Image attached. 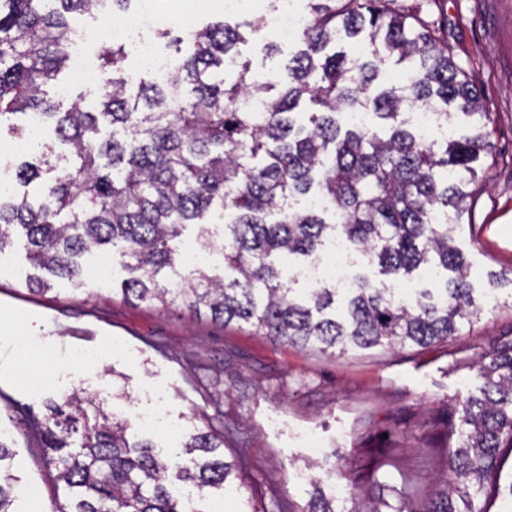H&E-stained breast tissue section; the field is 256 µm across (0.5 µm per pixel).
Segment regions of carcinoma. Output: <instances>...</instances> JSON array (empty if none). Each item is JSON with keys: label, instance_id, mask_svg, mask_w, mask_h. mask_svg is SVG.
<instances>
[{"label": "carcinoma", "instance_id": "carcinoma-1", "mask_svg": "<svg viewBox=\"0 0 512 512\" xmlns=\"http://www.w3.org/2000/svg\"><path fill=\"white\" fill-rule=\"evenodd\" d=\"M130 2L0 0V119L30 111L55 120L74 156L43 184L44 200L0 196V254L18 227L32 265L77 283L84 254H117L130 303L178 301L194 314L321 351L430 345L478 317L467 263L449 241L468 212L489 114L444 36L389 10V0H316L299 30L302 48L272 80L259 81L246 62L214 79L240 41L239 27L220 21L190 33L192 52L135 94L119 76L124 49L107 51L100 111H57L44 86L70 57L75 31L67 14L104 18ZM341 35L369 52L325 54ZM389 59L405 79L386 87L380 64ZM246 97L258 98L261 109L243 104ZM306 99L319 111L298 112ZM417 106L445 127L453 106L472 119L470 132L428 142L407 117ZM348 112H370L378 123L343 126L338 117ZM310 195L327 207L297 206ZM217 205L234 214L220 234L204 224ZM189 225L199 228L205 249L223 253L232 277L201 265L173 288L162 282V272L175 271ZM338 231L384 274L438 265L453 277L440 296L426 290L413 298L360 277L338 316L336 289L298 297L277 266L284 253L318 259ZM476 367L484 384L461 402L466 429L446 445L438 491L418 511L383 503L392 512H482L474 497L490 483L502 449H512V341L480 352ZM104 403L74 391L36 423L45 462L72 499L62 512H183L167 487L169 461L149 443L129 444L127 423L110 419ZM221 445L213 432L195 431L185 450L199 452V461L176 478L224 488L236 469ZM12 481L0 471V512H11Z\"/></svg>", "mask_w": 512, "mask_h": 512}]
</instances>
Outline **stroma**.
I'll return each mask as SVG.
<instances>
[{"instance_id":"35a3bbf8","label":"stroma","mask_w":512,"mask_h":512,"mask_svg":"<svg viewBox=\"0 0 512 512\" xmlns=\"http://www.w3.org/2000/svg\"><path fill=\"white\" fill-rule=\"evenodd\" d=\"M224 3L152 0L158 51L176 58L161 32L188 14L199 28L219 21L239 26V59L258 78L284 71L298 44L282 41L273 20L285 5L308 15L309 0H239L230 11ZM392 7L419 11L444 26L455 62L477 85L491 117V148L452 235L468 264L473 296L484 306L480 317L461 323L448 341L426 347H351L340 354L287 346L248 324L225 325L180 304L129 303L120 291L127 277L120 260H113L110 279L101 283L91 274L94 253L84 259L82 283L55 278L49 291L31 293L24 237L15 233L12 247L0 255V438L12 452L0 470L17 479L15 512L68 508V494L46 469L40 436L26 421L76 390L109 397L108 411L129 423V441L149 440L175 467L192 465L179 451L191 430L224 434V455L240 460L243 480L224 491L172 480L170 490L186 512H303L317 493L335 512H349L342 493L351 488L364 504L373 498L394 502L397 489L417 508L433 496L444 469L447 425L458 421L460 402L483 383L470 359L512 339V0H394ZM141 12L142 0H132L109 23L70 18L87 36L93 63L112 45H124L121 74L132 93L155 79L127 28ZM260 15L265 28L246 27ZM62 85L70 88L64 98L57 94ZM46 94L62 112L75 106L94 112L100 104L98 83L76 81L69 68ZM25 124L20 114L0 124V172L11 193L36 200L38 184L16 181L17 166L44 155L59 171L69 166L70 155L50 127L37 141L19 138L14 130ZM77 351L95 358L74 363ZM35 375L44 382L37 393L29 386ZM159 403L164 430L143 428L139 415ZM305 433L319 437V449L303 446Z\"/></svg>"}]
</instances>
